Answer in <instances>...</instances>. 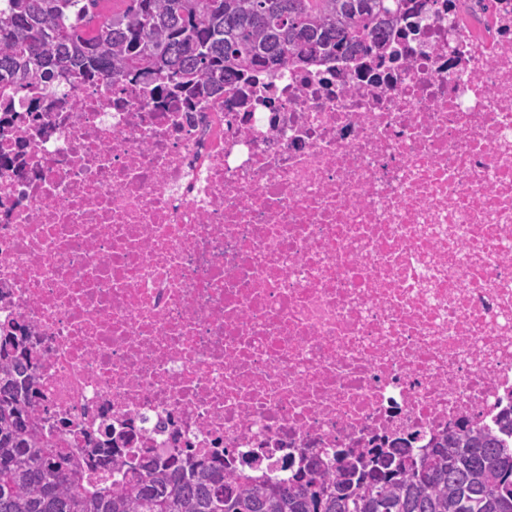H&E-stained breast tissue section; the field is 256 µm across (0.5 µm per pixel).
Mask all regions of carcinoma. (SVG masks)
Segmentation results:
<instances>
[{
  "label": "carcinoma",
  "mask_w": 512,
  "mask_h": 512,
  "mask_svg": "<svg viewBox=\"0 0 512 512\" xmlns=\"http://www.w3.org/2000/svg\"><path fill=\"white\" fill-rule=\"evenodd\" d=\"M0 0V88L13 95L77 83H146L163 97L217 95L263 70L380 47L411 0ZM501 436L447 434L368 461L336 453L282 481L225 475L191 454L87 480L86 452L63 447L33 413L30 378L0 345V512H512V399Z\"/></svg>",
  "instance_id": "cac0c4a2"
}]
</instances>
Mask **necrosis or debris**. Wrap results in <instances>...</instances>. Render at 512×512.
Wrapping results in <instances>:
<instances>
[{"label": "necrosis or debris", "instance_id": "4bbe7bcc", "mask_svg": "<svg viewBox=\"0 0 512 512\" xmlns=\"http://www.w3.org/2000/svg\"><path fill=\"white\" fill-rule=\"evenodd\" d=\"M384 53L186 102L0 112V325L36 412L116 459L284 480L512 398V0H424Z\"/></svg>", "mask_w": 512, "mask_h": 512}]
</instances>
